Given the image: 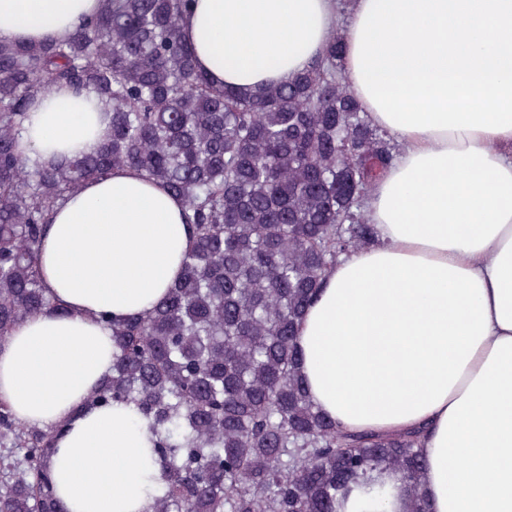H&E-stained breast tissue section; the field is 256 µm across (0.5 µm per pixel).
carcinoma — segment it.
<instances>
[{"instance_id":"1","label":"carcinoma","mask_w":512,"mask_h":512,"mask_svg":"<svg viewBox=\"0 0 512 512\" xmlns=\"http://www.w3.org/2000/svg\"><path fill=\"white\" fill-rule=\"evenodd\" d=\"M193 0H100L69 37L0 43V343L54 306L37 270L49 214L83 183L134 167L186 205L193 245L153 310L114 322L112 375L88 406L132 403L155 432L150 512H340L353 488L408 491L429 512L422 431L351 432L312 404L297 328L337 260L374 240L363 204L401 146L345 86L343 34L311 67L256 92L212 86L181 39ZM105 100L93 154L51 162L17 143L34 96ZM67 423L0 400V512H64L51 459Z\"/></svg>"}]
</instances>
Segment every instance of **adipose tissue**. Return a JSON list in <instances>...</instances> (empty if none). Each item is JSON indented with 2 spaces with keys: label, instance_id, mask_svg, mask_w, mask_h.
Returning <instances> with one entry per match:
<instances>
[{
  "label": "adipose tissue",
  "instance_id": "adipose-tissue-1",
  "mask_svg": "<svg viewBox=\"0 0 512 512\" xmlns=\"http://www.w3.org/2000/svg\"><path fill=\"white\" fill-rule=\"evenodd\" d=\"M368 0H195L182 39L217 86L253 91L305 72L343 28L356 98V31ZM98 0H0V42L63 39ZM104 102L65 87L37 97L18 150L89 154ZM404 152L365 203L369 247L329 271L297 332L314 404L351 430L424 428L431 512H512V130L405 131ZM192 246L180 197L132 167L85 182L52 212L38 261L54 308L0 343V399L25 423L67 422L53 459L65 512H148L155 436L134 405L87 409L112 372L109 321L152 309Z\"/></svg>",
  "mask_w": 512,
  "mask_h": 512
}]
</instances>
